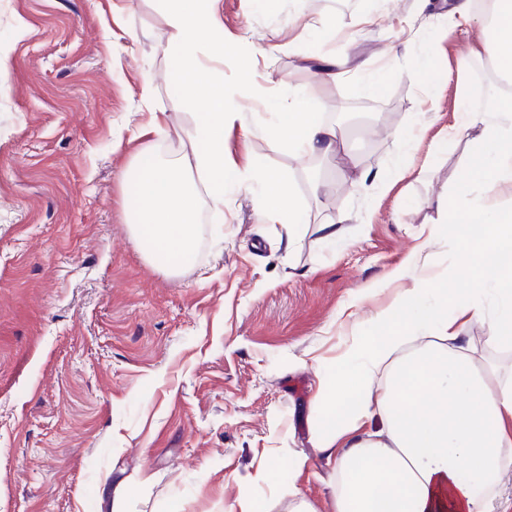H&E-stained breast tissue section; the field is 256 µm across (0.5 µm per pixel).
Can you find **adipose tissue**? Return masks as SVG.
<instances>
[{
  "label": "adipose tissue",
  "mask_w": 512,
  "mask_h": 512,
  "mask_svg": "<svg viewBox=\"0 0 512 512\" xmlns=\"http://www.w3.org/2000/svg\"><path fill=\"white\" fill-rule=\"evenodd\" d=\"M164 2L170 45L188 74L184 95L205 109L191 130L165 112L149 113L132 129V139L162 132L191 149L127 171L134 195L125 214L145 251L175 272L195 250L201 195L210 208H224V125L236 115L225 106L223 73L200 59L202 43L223 49L214 0ZM451 14L458 26L480 27L470 54L495 78L497 105L478 112L465 104L467 72L459 70L450 129L470 135L461 187L481 183L483 197L461 217L440 197L437 223L467 226L448 239L447 268L413 261L396 271L410 286L375 314L372 334L353 338L336 376L320 389L313 433L333 464L332 512H512V497L499 493L512 470V364L488 355L512 351V204L499 201L512 189V0H487L481 10L476 0H456ZM255 121L275 151L322 159L343 144L341 131L310 110L301 89L271 102ZM260 195L259 221L309 223L285 177H265ZM441 280L452 289L435 290ZM458 281L469 296H460ZM476 323L488 328L480 348L468 336ZM375 418L380 429L367 430Z\"/></svg>",
  "instance_id": "adipose-tissue-1"
}]
</instances>
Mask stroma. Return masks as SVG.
I'll return each mask as SVG.
<instances>
[{
	"instance_id": "obj_1",
	"label": "stroma",
	"mask_w": 512,
	"mask_h": 512,
	"mask_svg": "<svg viewBox=\"0 0 512 512\" xmlns=\"http://www.w3.org/2000/svg\"><path fill=\"white\" fill-rule=\"evenodd\" d=\"M218 15L242 118L224 135V213L201 206L197 247L170 275L130 232L123 173L180 144L113 146L135 112L194 124L160 0H0V512H240L245 498L288 512L289 484L332 512L311 420L337 355L388 300L361 291L418 255L448 264L449 230L431 235L429 221L464 174L466 142L439 140L459 68L482 76L483 107L494 102L488 65L469 54L480 28L453 27L448 0H280L274 12L219 0ZM397 43V76L365 95ZM269 44L270 61L256 54ZM335 50L345 80L316 81L312 60ZM425 57L431 70L417 75ZM295 87L328 123L356 113L347 134L373 172L417 113H436L411 156L428 173L382 195L351 186L342 158L271 150L252 115ZM270 173L287 175L310 214L296 237L257 221L252 189ZM447 196L463 214L481 192ZM333 220L343 243L319 230Z\"/></svg>"
}]
</instances>
